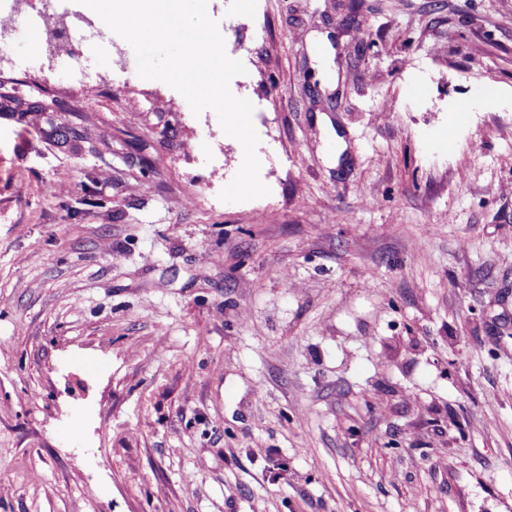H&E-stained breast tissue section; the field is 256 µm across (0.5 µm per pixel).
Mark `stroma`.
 <instances>
[{
	"instance_id": "obj_1",
	"label": "stroma",
	"mask_w": 512,
	"mask_h": 512,
	"mask_svg": "<svg viewBox=\"0 0 512 512\" xmlns=\"http://www.w3.org/2000/svg\"><path fill=\"white\" fill-rule=\"evenodd\" d=\"M208 0L241 144L0 49V512H512V0Z\"/></svg>"
}]
</instances>
